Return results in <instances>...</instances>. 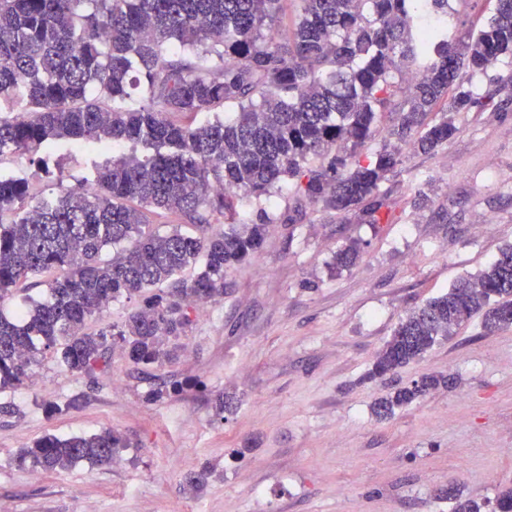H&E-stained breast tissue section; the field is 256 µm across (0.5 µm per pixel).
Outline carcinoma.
Segmentation results:
<instances>
[{
	"label": "carcinoma",
	"mask_w": 512,
	"mask_h": 512,
	"mask_svg": "<svg viewBox=\"0 0 512 512\" xmlns=\"http://www.w3.org/2000/svg\"><path fill=\"white\" fill-rule=\"evenodd\" d=\"M467 2L0 0V159L134 147L97 166L87 186L50 199L23 176L0 175V304L20 282L50 275L47 299L12 316L0 309V392L33 384L50 353L78 376L116 349L134 366L163 367L192 328L195 303L224 299L227 272L259 252L270 225L300 223L310 204L382 223V186L403 163L402 145L433 154L448 144L451 113L494 100L478 97L473 77L512 57V0H494L478 29L448 38ZM410 67L426 75L406 89ZM385 114L395 122L376 146ZM140 144L152 153L138 155ZM224 186L242 192L259 221L246 220ZM158 209L194 232L175 224L160 233L149 220ZM214 214L229 228L213 229ZM360 253L359 241L345 243L333 269ZM151 288L124 321L86 331L113 301ZM508 307L512 245L408 313L365 379L420 360L477 314L489 332L511 328ZM447 384L423 375L374 412L391 416ZM127 447L110 427L46 434L15 461L55 473L110 466ZM443 496L453 512H480L453 484Z\"/></svg>",
	"instance_id": "obj_1"
}]
</instances>
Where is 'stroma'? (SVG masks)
I'll return each mask as SVG.
<instances>
[{"label":"stroma","instance_id":"1","mask_svg":"<svg viewBox=\"0 0 512 512\" xmlns=\"http://www.w3.org/2000/svg\"><path fill=\"white\" fill-rule=\"evenodd\" d=\"M456 125L435 154L405 149L383 185L388 221L311 210L272 225L158 377L116 352L90 379L45 359L33 386L4 395L21 413L0 415V512H452L437 496L451 483L492 512L512 482V327L489 332L473 317L419 362L364 378L408 312L512 244V93L457 114ZM103 160L84 147L45 167L8 156L0 172L48 197L56 171L71 185L90 181ZM421 190L431 198L423 209ZM482 216L492 234H475ZM350 239L362 244L358 262L331 270ZM428 373L456 385L375 415L377 398ZM160 379L179 390L150 400ZM216 392L233 400L220 421ZM77 395L78 410L49 414ZM104 427L132 442L112 466L37 476L15 461L43 434ZM205 464L207 487L188 492L185 475Z\"/></svg>","mask_w":512,"mask_h":512}]
</instances>
